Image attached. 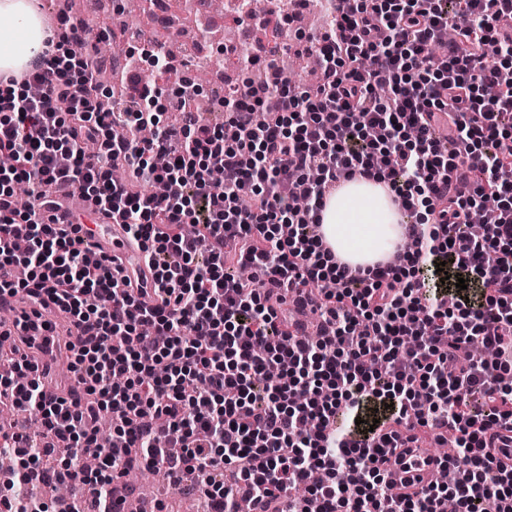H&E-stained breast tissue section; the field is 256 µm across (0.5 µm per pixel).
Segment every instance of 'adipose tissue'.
Segmentation results:
<instances>
[{"mask_svg":"<svg viewBox=\"0 0 512 512\" xmlns=\"http://www.w3.org/2000/svg\"><path fill=\"white\" fill-rule=\"evenodd\" d=\"M0 74L24 70L49 52V35L32 0H0ZM401 217L388 191L371 181L346 183L322 212L324 236L335 255L353 267L368 268L392 253L401 239Z\"/></svg>","mask_w":512,"mask_h":512,"instance_id":"ef3b65f1","label":"adipose tissue"}]
</instances>
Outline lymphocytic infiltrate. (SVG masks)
Returning <instances> with one entry per match:
<instances>
[{"label": "lymphocytic infiltrate", "mask_w": 512, "mask_h": 512, "mask_svg": "<svg viewBox=\"0 0 512 512\" xmlns=\"http://www.w3.org/2000/svg\"><path fill=\"white\" fill-rule=\"evenodd\" d=\"M325 2L318 83L292 87L277 63L242 56L263 79L216 102L220 127L190 108L191 82L169 95L136 83L104 105V63L69 15L57 54L0 83V153L16 161L0 170V271L28 270L0 292L48 293L87 332L69 356L78 398H45L11 346L26 381L0 378V400L40 425L9 439L0 512H70L33 494L48 473L114 512L116 481L145 465L174 487L200 481L207 512L243 498L253 512H372L385 497L391 512L450 500L512 512V469L489 454L512 432V385L499 382L512 373V0ZM90 138L101 156L83 152ZM357 179L383 184L405 215L397 264L350 268L316 234L327 197ZM150 181L167 194H143ZM56 185L121 217L156 271V305L117 289L53 223ZM478 209L496 221L476 236ZM368 403L384 408L373 429L343 426ZM434 430L455 438L456 456L437 461L454 478L390 495L387 456L410 464L400 444ZM54 454L67 468L40 466ZM86 454L95 468L79 469Z\"/></svg>", "instance_id": "lymphocytic-infiltrate-1"}]
</instances>
